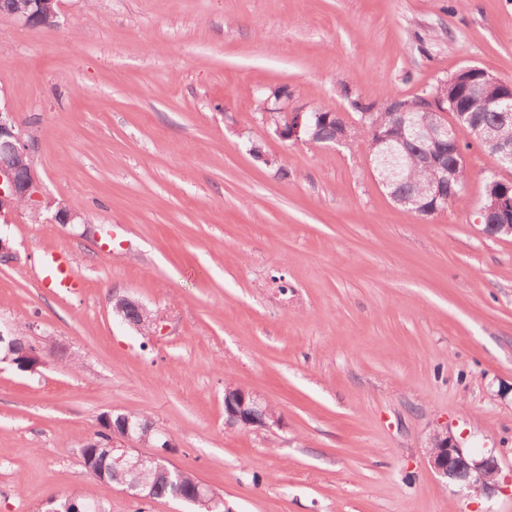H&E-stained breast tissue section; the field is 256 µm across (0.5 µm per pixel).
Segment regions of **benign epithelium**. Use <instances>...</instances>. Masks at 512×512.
<instances>
[{
	"mask_svg": "<svg viewBox=\"0 0 512 512\" xmlns=\"http://www.w3.org/2000/svg\"><path fill=\"white\" fill-rule=\"evenodd\" d=\"M62 0H20L18 6L8 11L28 27L52 26L57 23L61 12ZM400 116V123L408 125L410 136L416 140H428L442 144L439 152L424 151L419 154V162L428 168L441 172L436 181L427 190L434 202L448 203V195L454 193V171L461 163L456 160L448 165V123L445 113L438 111L428 125H418L411 118L408 109L401 100H393L386 108ZM274 114L285 113V123L275 122L276 133L283 139H313V121L320 112L288 111V106L268 109ZM487 149L494 155L500 168L512 164V143H505L489 138L483 139ZM376 144L385 146L379 153L370 152L373 156L379 183L390 185L400 173L390 166L389 156H402L406 152L404 143L393 145L385 135L376 133ZM40 200L39 186L32 166L28 161V146L22 138L15 121L10 115L0 110V209L7 204ZM497 213L500 223L508 234L512 235V187L506 188L498 204ZM115 310L122 320L138 330L154 324L152 313L140 302L121 297L116 300ZM5 345V358L23 371L35 372L45 365L43 348L17 336H6L0 330V345ZM224 414L226 422L232 426L240 425L247 428H268L278 424V419L271 416L268 405L250 393L239 389H228L224 393ZM141 426L131 423L122 413L112 415V451L105 457L104 466L100 468L101 481L107 482V471H130L136 474L131 482L122 486L137 498H150L149 484L143 479L146 472L154 467H162L168 460L167 449L172 444L167 439L159 438L154 451L148 454L138 449L140 444H150V440L139 434ZM427 461L429 466L445 480L455 482L469 490L491 494L497 489L496 477L499 474V463L495 456L489 454L476 458L460 447L456 439L448 432L436 433L430 439ZM213 494L212 489L203 481H198L190 488L174 487L173 498L185 503Z\"/></svg>",
	"mask_w": 512,
	"mask_h": 512,
	"instance_id": "obj_1",
	"label": "benign epithelium"
}]
</instances>
